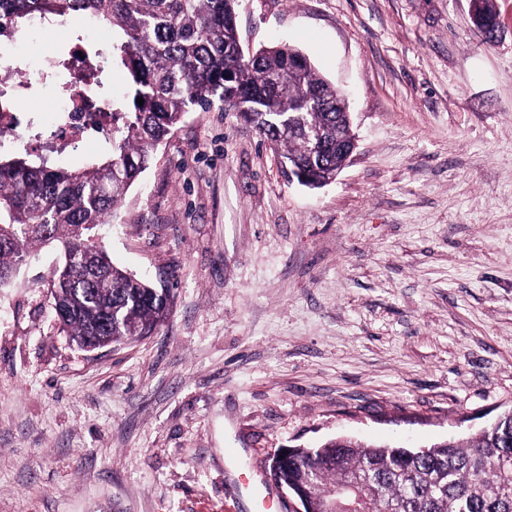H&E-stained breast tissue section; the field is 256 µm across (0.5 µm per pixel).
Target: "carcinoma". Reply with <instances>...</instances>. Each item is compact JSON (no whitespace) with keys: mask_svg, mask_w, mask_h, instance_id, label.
I'll return each instance as SVG.
<instances>
[{"mask_svg":"<svg viewBox=\"0 0 512 512\" xmlns=\"http://www.w3.org/2000/svg\"><path fill=\"white\" fill-rule=\"evenodd\" d=\"M237 2L0 0V62H9L23 29L79 16L112 30V56L130 82L122 101L99 96L112 117L110 154L78 168L49 155H0V286L16 275L28 245H59L63 262L51 296L66 295L68 310L58 320L82 349L93 336H149L168 318L167 289L115 266L89 236L185 113L205 110L216 98L224 102L276 146L283 175L297 182L304 172L307 182H321L343 164L336 131L346 130L347 102L290 46L239 60ZM77 56L84 78L101 85L92 64L102 52L86 49L81 34L56 55L57 79L72 71ZM302 120L322 137L311 167ZM270 474L279 486L306 490L311 512H512V411L464 443L413 450L335 439L274 455Z\"/></svg>","mask_w":512,"mask_h":512,"instance_id":"1","label":"carcinoma"}]
</instances>
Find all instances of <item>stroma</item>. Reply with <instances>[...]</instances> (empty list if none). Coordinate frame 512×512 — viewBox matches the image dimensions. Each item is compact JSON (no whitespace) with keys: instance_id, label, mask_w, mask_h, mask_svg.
<instances>
[{"instance_id":"35a3bbf8","label":"stroma","mask_w":512,"mask_h":512,"mask_svg":"<svg viewBox=\"0 0 512 512\" xmlns=\"http://www.w3.org/2000/svg\"><path fill=\"white\" fill-rule=\"evenodd\" d=\"M239 0L244 52L302 51L348 95L332 183L282 175L214 102L185 113L93 240L173 296L152 335L84 351L48 281L0 287V512H252L224 451L344 436L466 442L512 410V0Z\"/></svg>"}]
</instances>
